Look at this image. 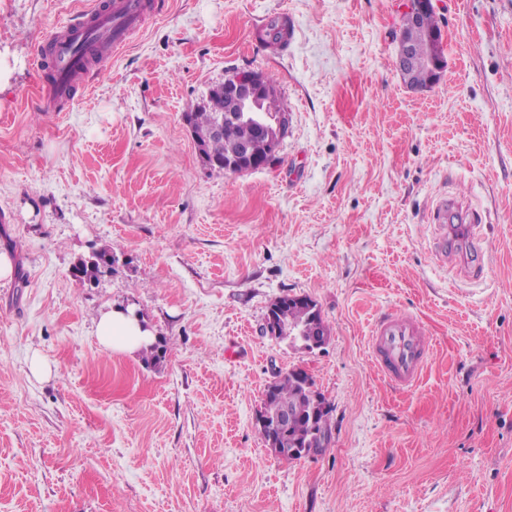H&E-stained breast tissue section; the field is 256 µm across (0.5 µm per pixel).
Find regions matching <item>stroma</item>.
Segmentation results:
<instances>
[{"label": "stroma", "instance_id": "35a3bbf8", "mask_svg": "<svg viewBox=\"0 0 512 512\" xmlns=\"http://www.w3.org/2000/svg\"><path fill=\"white\" fill-rule=\"evenodd\" d=\"M149 2L46 112L34 48L92 0H0V512H512V0H436L447 68L422 92L395 67L400 0ZM283 10L280 51L258 33ZM238 71L270 80L289 132L266 167L219 173L185 114ZM448 197L481 275L434 255ZM104 246L112 268L77 284ZM284 295L317 304L327 345L263 333ZM114 307L165 340L159 366L99 345ZM390 312L431 340L409 389L370 354ZM296 367L334 439L285 462L255 416ZM114 253L111 248H101L93 253L92 257L79 259V264L75 265L73 279L81 285H84L96 279L98 274L112 265Z\"/></svg>", "mask_w": 512, "mask_h": 512}]
</instances>
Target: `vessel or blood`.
Here are the masks:
<instances>
[{
    "label": "vessel or blood",
    "instance_id": "1",
    "mask_svg": "<svg viewBox=\"0 0 512 512\" xmlns=\"http://www.w3.org/2000/svg\"><path fill=\"white\" fill-rule=\"evenodd\" d=\"M144 20L142 0H94L58 36L53 49L54 101H69L77 85L84 83L88 61L73 50L74 41L99 34L96 49L99 56L108 58L123 46ZM455 201H444L438 209L439 234L436 255L448 257V213ZM371 346L379 354V367L392 382L410 387L418 380L424 367L431 342L415 319L399 314L380 319L373 329Z\"/></svg>",
    "mask_w": 512,
    "mask_h": 512
}]
</instances>
